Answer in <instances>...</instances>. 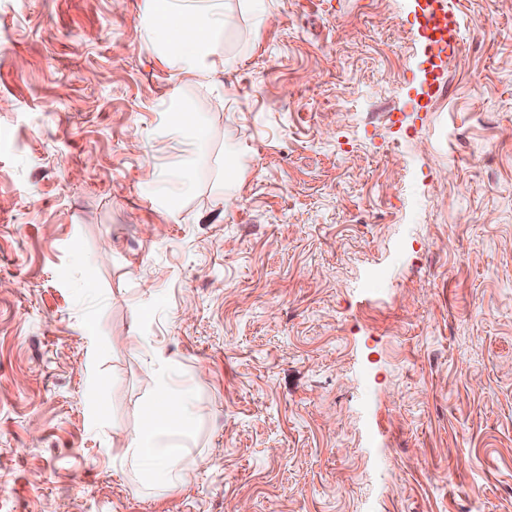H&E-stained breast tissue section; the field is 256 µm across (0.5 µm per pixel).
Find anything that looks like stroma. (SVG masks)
Listing matches in <instances>:
<instances>
[{"label":"stroma","mask_w":512,"mask_h":512,"mask_svg":"<svg viewBox=\"0 0 512 512\" xmlns=\"http://www.w3.org/2000/svg\"><path fill=\"white\" fill-rule=\"evenodd\" d=\"M452 2L432 100L420 0H176L192 74L151 0H0V512H512V0ZM154 2V18L146 28L147 38L176 44L182 70L188 73L197 71L200 57L220 27V18L183 15L174 8L173 0ZM172 409L174 414L169 413ZM193 417L194 406L169 385L149 409L146 429L132 446V457L149 477L153 493H166L185 479L176 464L177 452L184 447L178 438L192 426Z\"/></svg>","instance_id":"obj_1"}]
</instances>
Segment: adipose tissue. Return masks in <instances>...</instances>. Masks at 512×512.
Masks as SVG:
<instances>
[{
    "label": "adipose tissue",
    "instance_id": "obj_1",
    "mask_svg": "<svg viewBox=\"0 0 512 512\" xmlns=\"http://www.w3.org/2000/svg\"><path fill=\"white\" fill-rule=\"evenodd\" d=\"M154 2V18L146 28L147 38L176 44L182 70L195 72L220 26V18L183 15L175 9L173 0ZM193 417V405L170 389L149 409L146 429L135 441L132 456L147 474L153 493H166L183 481L184 474L176 464L178 439L191 427Z\"/></svg>",
    "mask_w": 512,
    "mask_h": 512
}]
</instances>
